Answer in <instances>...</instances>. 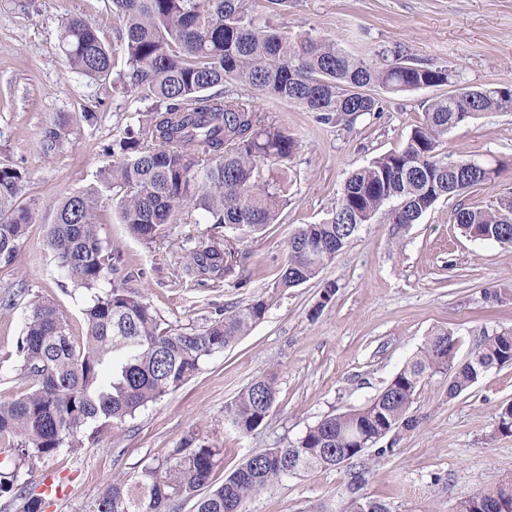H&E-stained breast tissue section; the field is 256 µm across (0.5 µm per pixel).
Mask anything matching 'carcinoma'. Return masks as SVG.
I'll return each mask as SVG.
<instances>
[{
    "label": "carcinoma",
    "mask_w": 512,
    "mask_h": 512,
    "mask_svg": "<svg viewBox=\"0 0 512 512\" xmlns=\"http://www.w3.org/2000/svg\"><path fill=\"white\" fill-rule=\"evenodd\" d=\"M120 22L126 69L97 25L74 15L61 22L58 48L68 67L87 78L149 102L148 119L112 141L118 157L100 172V186L65 195L55 205L46 245L73 287L82 290L85 333L72 334L54 302L39 297L16 352L28 391L0 402V440L12 441L19 462L84 447L102 427L131 418L142 407L178 390L203 361L233 346L269 310L259 294L224 312V318L189 331L163 326L149 300L109 278L112 251L100 237L103 201L117 204L135 236L154 240L169 224L222 225L253 236L275 223L288 195V168L273 173L270 161L286 162L295 140L268 121L242 87L317 113L316 119L349 125L383 111L371 90L407 93L458 82L443 68L411 58L386 64L379 56L358 58L336 41L290 35L248 15L244 0H109ZM501 85L459 87L434 98L400 151L381 154L345 181L328 220L300 226L288 243L275 288L282 292L317 277L350 244L359 227L387 209L391 224H417L440 200L492 179L470 159L439 152L448 131L489 112H512V94ZM66 139V124L46 132L45 153ZM23 173L0 167V262L12 263L35 212L17 203ZM454 222L464 236L512 244V196L487 208L457 207ZM240 238L224 237L193 248L176 273L178 282L223 283L238 266ZM455 333L439 327L426 336L413 359L365 405L327 415L293 445L251 455L215 487L217 450L178 448L175 461L144 467L134 482L116 480L92 512H176L174 503L194 500L193 512H245L244 504L284 476L350 466L346 512H389L360 493L366 449L382 439L393 445L418 425L412 413L423 382L450 377L448 397L469 390L493 368L512 364V331L484 335L467 360L455 362ZM271 377L243 387L224 405V416L242 434L261 426L276 402ZM497 432L512 436V402L497 409ZM364 438L358 449L352 439ZM17 471L0 475V492L14 493L17 512H42L45 500L18 486ZM512 512V488L495 477L459 499L456 512Z\"/></svg>",
    "instance_id": "cac0c4a2"
}]
</instances>
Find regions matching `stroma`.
Listing matches in <instances>:
<instances>
[{
    "label": "stroma",
    "mask_w": 512,
    "mask_h": 512,
    "mask_svg": "<svg viewBox=\"0 0 512 512\" xmlns=\"http://www.w3.org/2000/svg\"><path fill=\"white\" fill-rule=\"evenodd\" d=\"M249 6L279 30L326 36L358 57L408 56L450 69L471 86L512 82V0H249ZM68 15L90 18L109 46H118L105 0H0V166L24 172L18 202L37 214L12 266L0 268V400L26 391L16 343L31 299L53 301L72 333L84 332L81 294L45 245L54 205L69 192L96 186L98 172L114 161L107 145L148 110L111 84L67 68L56 45ZM446 92L442 86L380 93L381 114L352 126L321 124L288 101L256 98V108L296 146L276 224L240 245L247 277L241 287L178 284L182 258L217 236L213 225L171 224L164 238L151 242L133 236L115 205H106L101 238L120 253L129 288L148 298L169 326H205L261 293L273 302L261 323L205 361L179 390L104 428L84 448L21 469L31 489L46 479L62 483L44 512H88L113 478L134 477L190 445L219 449L212 482L221 484L250 454L296 443L323 417L368 403L432 329L457 333L461 360L482 334L512 330V247L471 240L452 220L456 204L484 207L512 195V112L479 116L440 142L450 158L497 169L495 179L439 201L398 234L378 214L316 278L282 293L274 289L297 227L325 220L350 174L403 148L432 99ZM93 103L98 119L90 124L81 113ZM62 114L69 119L67 139L56 153L44 154L45 133ZM330 282L338 290L325 304L321 295ZM489 289L500 291L497 303L486 300ZM269 374L277 386L270 415L241 434L225 420L224 405ZM509 401L512 365L489 371L453 399L447 375L433 376L415 396L419 426L401 436L393 453L369 455L363 494L389 512H455L457 500L492 475L512 474V436L499 435L495 421L497 406ZM349 480L345 466L289 475L249 499L245 512H345Z\"/></svg>",
    "instance_id": "stroma-1"
}]
</instances>
